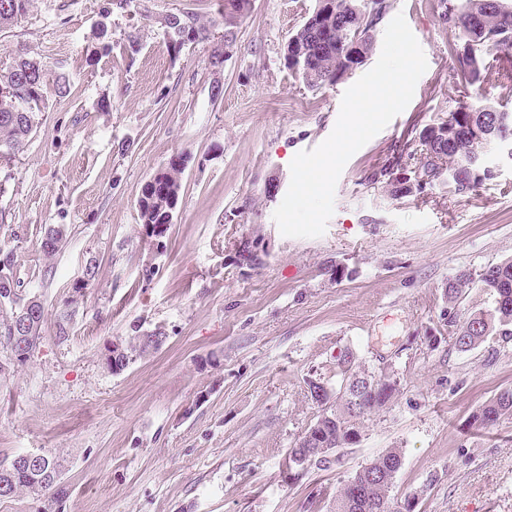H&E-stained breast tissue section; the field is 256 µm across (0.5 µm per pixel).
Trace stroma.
Listing matches in <instances>:
<instances>
[{"label":"stroma","instance_id":"35a3bbf8","mask_svg":"<svg viewBox=\"0 0 512 512\" xmlns=\"http://www.w3.org/2000/svg\"><path fill=\"white\" fill-rule=\"evenodd\" d=\"M107 3L31 0L0 30V72L22 54L47 81H70L0 163V258L13 259L22 293L38 294L46 314L24 364L0 346V460L60 457L65 493H21L0 512H334L341 485L391 448L401 453L391 496L414 512H512V417L475 421L512 388V336L457 350L444 298L456 273L512 259V161L492 155L496 178L465 197L437 187L395 198L376 178L416 130L460 104L512 105V83L496 75L463 89L449 77L455 35L438 25L437 0H390L428 69L407 108L346 163L325 233L290 238L273 219L290 163L329 136L355 82L313 91L283 65L315 0H253L219 69L209 63L224 32L218 0ZM182 11L211 36L176 50L165 19ZM102 30L112 52L96 57ZM177 155L187 165L159 252L137 198ZM50 227L66 233L52 256L41 249ZM246 239L257 267L236 261ZM155 330L166 337L158 351L108 368L109 343ZM347 347L397 391L339 462L289 468L323 413L307 381L338 386Z\"/></svg>","mask_w":512,"mask_h":512}]
</instances>
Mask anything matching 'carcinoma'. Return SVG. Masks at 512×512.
<instances>
[{
	"mask_svg": "<svg viewBox=\"0 0 512 512\" xmlns=\"http://www.w3.org/2000/svg\"><path fill=\"white\" fill-rule=\"evenodd\" d=\"M31 0H0V29L12 26L28 11ZM390 8L389 0H316L312 13L288 39L283 65L313 90L334 86L361 67L373 51L374 32ZM439 24L457 32L448 44L453 60L451 76L466 87L481 88L490 78V61L512 48V5L506 0H438ZM167 23L177 49L187 42L205 41L209 29L195 12L172 15ZM239 26L224 27L221 46L211 55L215 68L224 63V46L237 45ZM49 87L41 64L19 56L15 66L0 74V159L11 158L31 135L37 112L48 100ZM507 111L480 102L461 106L445 119L426 124L418 140L406 141L402 152L408 162L381 171L385 188L393 197H416L442 186L454 196H467L496 177L495 167L485 155V145L508 149L512 157V121L505 124ZM482 131L483 140L472 137ZM186 159L179 156L159 171L162 180L146 181L137 205L143 224H166L171 196L179 193ZM495 296L493 312H478L457 320L453 313L475 282ZM18 281L12 260H0V305L14 303L9 294ZM448 302L450 339L458 350L477 348L498 327L512 326V259L490 266L478 277L459 272L444 289ZM350 388L325 397L331 404L324 421L323 439L334 448L352 444L350 430L357 421L382 408L393 397L396 382L388 374L376 375L361 368L356 352L347 347L337 359ZM512 416V389L500 392L476 416L482 426H491L503 416ZM401 465L398 449L391 448L359 469L336 493V512H400L391 492ZM21 492L39 496L32 477L17 469L9 497Z\"/></svg>",
	"mask_w": 512,
	"mask_h": 512,
	"instance_id": "cac0c4a2",
	"label": "carcinoma"
}]
</instances>
